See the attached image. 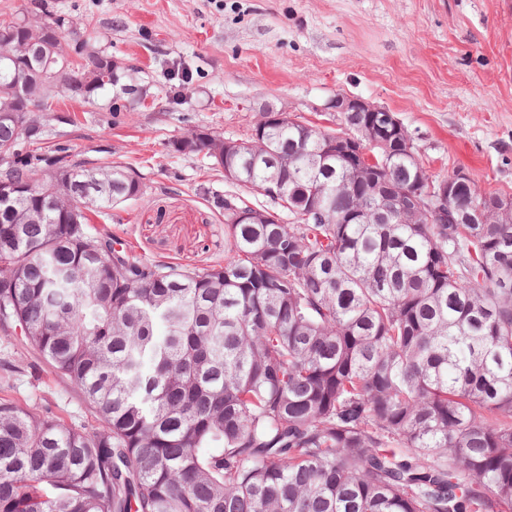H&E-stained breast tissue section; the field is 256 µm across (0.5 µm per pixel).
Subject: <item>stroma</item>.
Returning <instances> with one entry per match:
<instances>
[{
	"mask_svg": "<svg viewBox=\"0 0 512 512\" xmlns=\"http://www.w3.org/2000/svg\"><path fill=\"white\" fill-rule=\"evenodd\" d=\"M120 66L76 121L44 113L49 150L118 162L144 195L92 217L143 261L209 266L224 258L225 182L211 158L182 155L193 129L244 137L265 108L326 125L336 95L386 107L436 180L464 169L481 192L512 197V0H0V18L40 2ZM0 399L76 428L90 406L0 326Z\"/></svg>",
	"mask_w": 512,
	"mask_h": 512,
	"instance_id": "35a3bbf8",
	"label": "stroma"
}]
</instances>
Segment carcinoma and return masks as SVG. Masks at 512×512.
<instances>
[{
  "instance_id": "carcinoma-1",
  "label": "carcinoma",
  "mask_w": 512,
  "mask_h": 512,
  "mask_svg": "<svg viewBox=\"0 0 512 512\" xmlns=\"http://www.w3.org/2000/svg\"><path fill=\"white\" fill-rule=\"evenodd\" d=\"M36 15L18 32L57 46L56 79L78 99L105 86L98 52ZM65 97L62 92L53 94ZM34 81L0 120V151L29 129L15 177L42 168L91 177L82 232L71 203L28 190L0 209V324L97 414L82 430L0 401V512H512V214L497 224H358L378 204L375 170L396 186L421 167L400 150L377 164L319 150L343 130L284 116L265 148L223 159V136L194 130L224 179L276 209L229 195L224 260H139L88 213L144 195L120 164L43 152ZM37 160L43 167L32 165ZM323 217L297 218L313 189ZM294 221L284 223L281 214ZM108 245L112 266L96 250Z\"/></svg>"
}]
</instances>
